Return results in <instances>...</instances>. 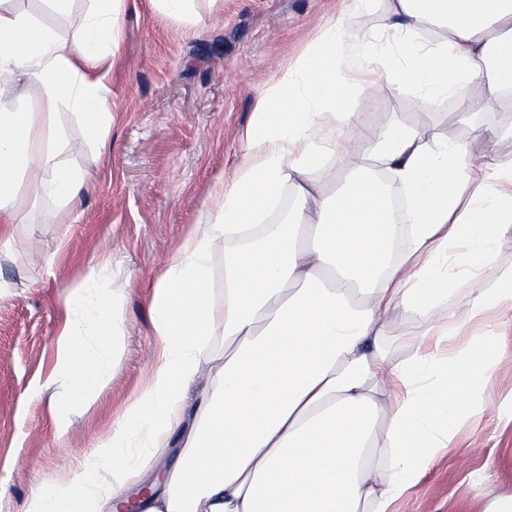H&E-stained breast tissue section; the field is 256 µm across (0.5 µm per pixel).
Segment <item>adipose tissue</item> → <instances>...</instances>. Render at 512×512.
Returning a JSON list of instances; mask_svg holds the SVG:
<instances>
[{
    "mask_svg": "<svg viewBox=\"0 0 512 512\" xmlns=\"http://www.w3.org/2000/svg\"><path fill=\"white\" fill-rule=\"evenodd\" d=\"M124 0H91L87 22L68 39L24 11L0 6V239L21 218L20 185H50L72 202L89 175L58 166L59 103L73 102L88 133L105 142L110 89L96 68L120 48ZM442 37L422 42V22ZM386 30L399 35L394 62L362 63L374 29L349 33L338 15L314 49L286 69L254 104L247 153L219 184L201 230L192 232L152 285L162 363L130 412L112 424L95 456L62 484L40 488L27 512H398L460 429L480 411L496 358L511 348L508 287L479 294L441 321L431 311L485 278L512 239V162L496 159L495 131L477 127L485 150L431 142L393 123L364 126L342 111L340 70L362 87L413 83L427 100L469 92L494 100L512 90V0H391ZM39 110L16 107L15 89ZM404 187L408 221L389 204L354 147ZM337 157L342 183L327 165ZM294 208L266 219L285 189ZM224 303L208 288L218 240ZM491 309L505 321L485 328ZM422 326L411 355L385 347L394 312ZM222 333L224 355L212 386L200 376L205 337ZM104 290L88 275L67 301L57 366L46 379L65 434L72 402L92 404L115 365L121 335Z\"/></svg>",
    "mask_w": 512,
    "mask_h": 512,
    "instance_id": "adipose-tissue-1",
    "label": "adipose tissue"
}]
</instances>
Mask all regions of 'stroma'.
<instances>
[{
    "mask_svg": "<svg viewBox=\"0 0 512 512\" xmlns=\"http://www.w3.org/2000/svg\"><path fill=\"white\" fill-rule=\"evenodd\" d=\"M62 36L79 31L89 0L68 14L44 0H14ZM332 0H192L190 18L161 0H126L112 89V124L98 145L71 105L57 109L66 135L60 161L90 181L69 207L49 188H21L14 239L0 251V512H25L33 493L62 483L96 454L114 420L134 403L161 354L149 310L151 284L184 236L204 223L214 186L232 180L247 144L255 100L306 52L327 22ZM344 111L371 127L398 121L429 139L467 144L474 126L494 128L499 161H512V94L496 102H425L410 84L349 88ZM102 276L123 321L119 360L97 400L74 405L55 435L51 391L69 293ZM512 494V425L484 413L466 426L401 512H484Z\"/></svg>",
    "mask_w": 512,
    "mask_h": 512,
    "instance_id": "stroma-1",
    "label": "stroma"
}]
</instances>
